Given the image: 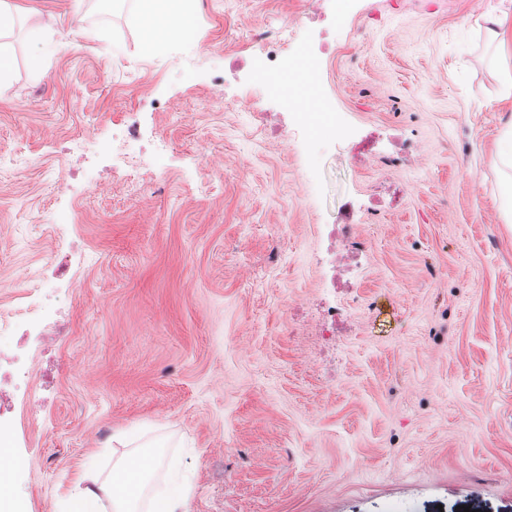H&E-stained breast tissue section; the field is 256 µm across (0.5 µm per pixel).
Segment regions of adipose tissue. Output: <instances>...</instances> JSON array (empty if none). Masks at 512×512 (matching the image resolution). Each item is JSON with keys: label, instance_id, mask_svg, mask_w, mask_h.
<instances>
[{"label": "adipose tissue", "instance_id": "ef3b65f1", "mask_svg": "<svg viewBox=\"0 0 512 512\" xmlns=\"http://www.w3.org/2000/svg\"><path fill=\"white\" fill-rule=\"evenodd\" d=\"M143 21L144 39L156 47L182 33L191 14L190 0H136ZM162 460L152 451L136 452L112 469V480L101 493L81 489L70 500L67 512H140L149 501L150 512H186L187 498L174 480L155 486L152 478Z\"/></svg>", "mask_w": 512, "mask_h": 512}]
</instances>
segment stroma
Instances as JSON below:
<instances>
[{
    "mask_svg": "<svg viewBox=\"0 0 512 512\" xmlns=\"http://www.w3.org/2000/svg\"><path fill=\"white\" fill-rule=\"evenodd\" d=\"M14 3L41 27L5 38L0 313L34 301L61 254L81 260L53 303L70 333L35 375L39 403L13 410L15 512H59L85 466L107 482L141 442L176 458L190 512H512V223L494 168L512 99L477 26L512 0H359L306 95L353 136L312 152L252 115L262 85L211 81L257 26L302 42L311 0H193L194 40L159 49L130 0H89L79 24L70 0ZM62 27L71 49L45 57ZM131 112L168 151L78 182L59 240L44 222L71 211L52 197L85 165L69 140H110ZM406 139L416 157L395 160ZM347 193L366 250L325 288L324 227ZM325 301L351 310L332 347L314 334Z\"/></svg>",
    "mask_w": 512,
    "mask_h": 512,
    "instance_id": "obj_1",
    "label": "stroma"
}]
</instances>
